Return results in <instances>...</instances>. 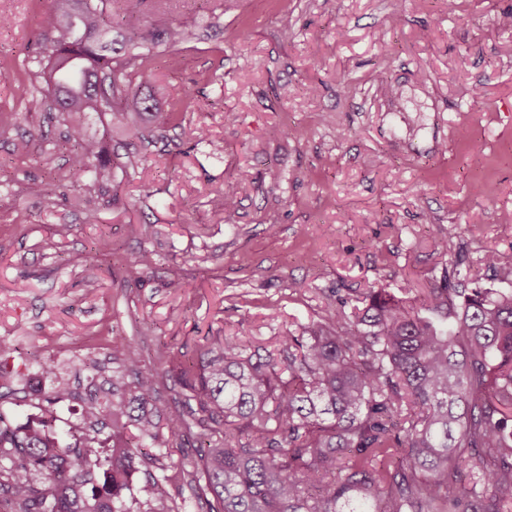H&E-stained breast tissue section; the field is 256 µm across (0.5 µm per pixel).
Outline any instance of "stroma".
<instances>
[{
    "mask_svg": "<svg viewBox=\"0 0 512 512\" xmlns=\"http://www.w3.org/2000/svg\"><path fill=\"white\" fill-rule=\"evenodd\" d=\"M153 3L218 26L142 76L193 93L162 102L181 119L161 137L86 117L114 165L138 158L88 224L71 204L86 188L68 177L67 125L30 89L56 0H0V417L45 414L65 443L80 401L45 398L59 375L103 384L83 349L108 360L132 339L151 367L214 336L272 347L319 321L326 298L424 289L461 255L512 263V0ZM48 237L59 249L40 248ZM106 243L112 265L73 264ZM141 250L154 265L135 277L124 260Z\"/></svg>",
    "mask_w": 512,
    "mask_h": 512,
    "instance_id": "obj_1",
    "label": "stroma"
}]
</instances>
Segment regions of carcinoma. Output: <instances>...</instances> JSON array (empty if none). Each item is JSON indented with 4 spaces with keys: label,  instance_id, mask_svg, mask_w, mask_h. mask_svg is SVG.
<instances>
[{
    "label": "carcinoma",
    "instance_id": "carcinoma-1",
    "mask_svg": "<svg viewBox=\"0 0 512 512\" xmlns=\"http://www.w3.org/2000/svg\"><path fill=\"white\" fill-rule=\"evenodd\" d=\"M146 0H60L42 18L49 34L37 92L69 120L71 177L88 187L113 180V163L87 131L88 112L140 133L159 113L154 92L135 76L158 49L174 51L200 24L196 13H147ZM154 260H127L136 274ZM486 285L466 265L462 280L440 283L413 301L380 287L357 299L329 298L321 320L289 330L277 348L236 336L213 339L183 364L185 405L165 407L158 378L168 357L142 369L128 340L112 349L108 396L92 398L84 421L61 445L47 421L12 426L0 418V507L4 512H125L123 492L147 462L137 439L167 443L196 424L206 431L190 482L212 495L209 512H506L512 506V267ZM196 407H190V401ZM112 423V444L99 438ZM136 424L139 437L125 433ZM480 461L470 487L453 483ZM150 477L147 499L179 474Z\"/></svg>",
    "mask_w": 512,
    "mask_h": 512
}]
</instances>
